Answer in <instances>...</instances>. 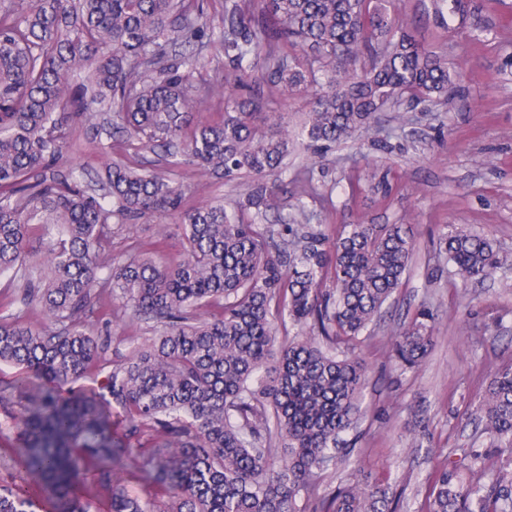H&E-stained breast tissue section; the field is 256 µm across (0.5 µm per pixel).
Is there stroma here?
Here are the masks:
<instances>
[{"label": "stroma", "mask_w": 512, "mask_h": 512, "mask_svg": "<svg viewBox=\"0 0 512 512\" xmlns=\"http://www.w3.org/2000/svg\"><path fill=\"white\" fill-rule=\"evenodd\" d=\"M393 12L459 73L446 99L415 108L406 98L391 99L370 131L357 132L325 158L297 152L278 181L277 208L266 212L248 203L250 179L204 177L188 166L169 171L190 187L187 208L221 200L257 224L305 217L332 236L345 224L408 227L416 242L411 267L384 307L374 340L358 352L367 385L355 454L369 481L401 492L398 512H425L427 479L436 463L484 446L478 407L486 374L512 360V0H466L464 12L440 17L433 0H393ZM251 95L292 132L311 108L308 96L268 85L252 88ZM72 128L62 168L91 176L110 158L165 168L161 151L135 144L106 155L87 142L81 122ZM449 224L493 241L506 260L495 279L468 287L448 275L428 280L442 262L435 247ZM110 227L112 254L125 258L155 240L160 222L143 219L127 230L116 217ZM424 304L434 313V344L419 369L404 371L386 341ZM86 327L111 334L94 374L101 377L116 357L129 355L134 339L150 334L147 325L120 317L107 326L92 319ZM94 376L85 377L84 385H92ZM418 408L428 437L413 448L404 427Z\"/></svg>", "instance_id": "obj_1"}]
</instances>
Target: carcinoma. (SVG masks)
<instances>
[{"mask_svg": "<svg viewBox=\"0 0 512 512\" xmlns=\"http://www.w3.org/2000/svg\"><path fill=\"white\" fill-rule=\"evenodd\" d=\"M393 0H248L220 41L224 62L195 82L212 40L199 0H0V364L23 369L0 404L16 444L0 450L14 485L0 512H392L390 487L355 479L319 491L320 471L350 462L367 383L356 355L401 287L415 251L402 224H344L336 237L282 224L278 232L223 204L182 207L185 190L157 171L111 161L100 190L58 165L78 117L102 152L137 140L179 146L171 166L218 178L261 179L248 202L277 206L276 182L294 146L260 125L256 83L314 99L301 136L319 157L372 127L393 97L414 105L448 96L457 74L392 13ZM264 56L256 73L254 60ZM87 70L86 84H72ZM224 92V112L195 121ZM96 104L117 109L103 124ZM177 214L133 257L106 252L112 216L130 223ZM184 254L157 264L171 232ZM37 242L33 248L31 242ZM467 285L503 265L493 242L451 225L437 242ZM332 286H327V283ZM156 335L112 361L100 386L77 388L104 358L102 294ZM37 304L44 322L22 312ZM424 308L391 337L415 368L433 344ZM479 414L490 450L465 448L436 467L426 512H512V361L487 373ZM506 456V465L490 461ZM162 499L131 493L126 476Z\"/></svg>", "mask_w": 512, "mask_h": 512, "instance_id": "obj_1", "label": "carcinoma"}]
</instances>
